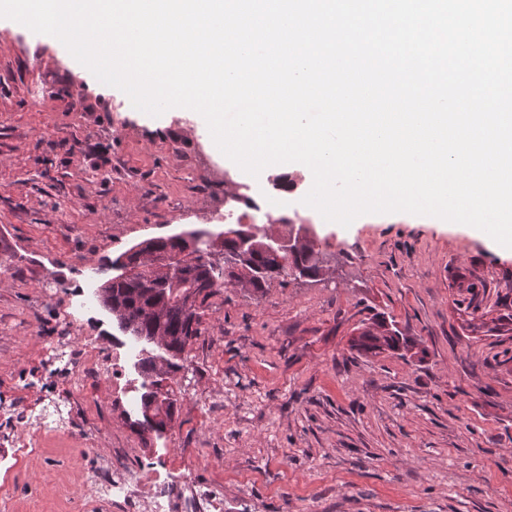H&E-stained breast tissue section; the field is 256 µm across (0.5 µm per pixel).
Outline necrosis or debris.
Returning a JSON list of instances; mask_svg holds the SVG:
<instances>
[{"mask_svg":"<svg viewBox=\"0 0 512 512\" xmlns=\"http://www.w3.org/2000/svg\"><path fill=\"white\" fill-rule=\"evenodd\" d=\"M76 326V318L70 315L57 330L59 340L69 345L70 378L93 385L117 379V369L96 358L94 337L74 338ZM93 454L90 448L72 449L73 469H91L94 490L62 494L59 512H224L223 496L198 490L188 474L163 471L155 461L128 472L122 449L113 451L108 463L95 467Z\"/></svg>","mask_w":512,"mask_h":512,"instance_id":"obj_1","label":"necrosis or debris"}]
</instances>
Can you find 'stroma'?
<instances>
[{
    "instance_id": "stroma-1",
    "label": "stroma",
    "mask_w": 512,
    "mask_h": 512,
    "mask_svg": "<svg viewBox=\"0 0 512 512\" xmlns=\"http://www.w3.org/2000/svg\"><path fill=\"white\" fill-rule=\"evenodd\" d=\"M311 187L299 163L244 173L195 112H140L60 41L0 18V388L112 260L184 228L223 229L225 209L246 224L300 214L334 266L218 291L169 383L177 412L160 434L136 426L127 334L103 307L81 310L79 335L119 352L126 390L17 389L22 437L43 419L56 434L19 478L0 473V512H56L62 481L83 483L67 467L71 427L105 430L96 459L124 448L131 469L157 458L192 474L223 493L224 512H512V257L471 226L408 213L342 227L303 205ZM378 315L426 357L352 349Z\"/></svg>"
}]
</instances>
